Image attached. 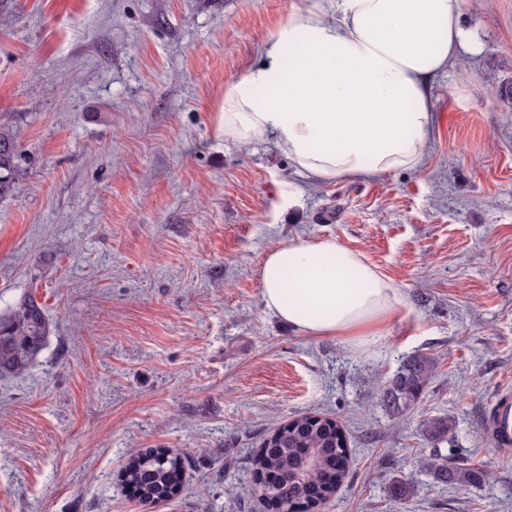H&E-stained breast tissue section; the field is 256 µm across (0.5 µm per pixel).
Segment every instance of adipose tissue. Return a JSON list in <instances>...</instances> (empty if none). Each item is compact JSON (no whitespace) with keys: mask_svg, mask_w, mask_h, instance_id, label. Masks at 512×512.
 I'll use <instances>...</instances> for the list:
<instances>
[{"mask_svg":"<svg viewBox=\"0 0 512 512\" xmlns=\"http://www.w3.org/2000/svg\"><path fill=\"white\" fill-rule=\"evenodd\" d=\"M463 0H329L297 6L257 63L224 86V137L276 136L320 181L420 167L434 125L429 83L463 43ZM263 302L307 336L381 335L398 288L332 238H297L267 255Z\"/></svg>","mask_w":512,"mask_h":512,"instance_id":"ef3b65f1","label":"adipose tissue"}]
</instances>
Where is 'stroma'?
Wrapping results in <instances>:
<instances>
[{
	"instance_id": "35a3bbf8",
	"label": "stroma",
	"mask_w": 512,
	"mask_h": 512,
	"mask_svg": "<svg viewBox=\"0 0 512 512\" xmlns=\"http://www.w3.org/2000/svg\"><path fill=\"white\" fill-rule=\"evenodd\" d=\"M302 0H6L0 127L23 150L0 199V312L27 292L51 332L0 378V512H270L266 437L303 414L345 429L348 474L315 512H512V448L482 415L512 388V0H465L457 61L431 82L424 163L319 182L275 136L224 137V86ZM331 237L398 288L382 335L306 336L268 310L262 267ZM434 375L404 417L378 387L402 357ZM453 425L449 462L416 469L422 421ZM145 448L188 449L171 501L118 474ZM397 478L415 495L387 496ZM452 425L448 417L428 418L421 425V434L430 448H422L418 456V465L429 472L436 482L459 486L480 485L489 480V474L481 468L448 466V455L442 453L440 445L448 443V434Z\"/></svg>"
}]
</instances>
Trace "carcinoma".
Returning a JSON list of instances; mask_svg holds the SVG:
<instances>
[{"mask_svg":"<svg viewBox=\"0 0 512 512\" xmlns=\"http://www.w3.org/2000/svg\"><path fill=\"white\" fill-rule=\"evenodd\" d=\"M21 150L16 139L0 128V199L15 183ZM51 322L47 307L35 293L22 295L0 313V376L25 373L45 347ZM430 358L414 354L402 358L398 370L380 390L382 403L394 414L406 415L419 401L433 375ZM452 425L448 417L428 418L421 425L426 447L418 465L445 484L480 485L489 474L475 467L448 465L440 445L448 442ZM187 455L169 448H145L129 459L119 475L122 485L142 501H170L179 491ZM352 459L342 427L329 417L301 415L280 425L268 437L255 459L260 497L292 512L299 502L308 505L330 499L343 483ZM415 486L407 479L393 481L388 496L397 501L413 497Z\"/></svg>","mask_w":512,"mask_h":512,"instance_id":"1","label":"carcinoma"}]
</instances>
